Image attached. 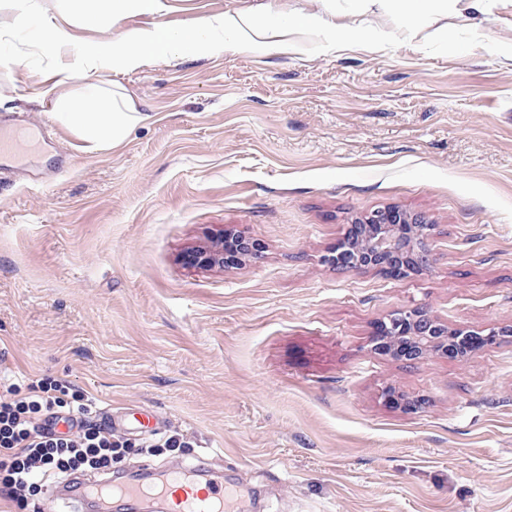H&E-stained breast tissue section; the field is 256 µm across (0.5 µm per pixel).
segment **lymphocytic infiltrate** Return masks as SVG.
Wrapping results in <instances>:
<instances>
[{
	"label": "lymphocytic infiltrate",
	"instance_id": "f902f5d3",
	"mask_svg": "<svg viewBox=\"0 0 512 512\" xmlns=\"http://www.w3.org/2000/svg\"><path fill=\"white\" fill-rule=\"evenodd\" d=\"M128 447L102 423L96 399L66 381L0 385V499L19 512L47 480L111 473Z\"/></svg>",
	"mask_w": 512,
	"mask_h": 512
}]
</instances>
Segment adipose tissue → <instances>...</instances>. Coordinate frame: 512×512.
Listing matches in <instances>:
<instances>
[{"mask_svg":"<svg viewBox=\"0 0 512 512\" xmlns=\"http://www.w3.org/2000/svg\"><path fill=\"white\" fill-rule=\"evenodd\" d=\"M126 8L127 0H97L96 8L86 15V22L91 28L108 36L107 48H78L75 63L57 73L58 84L76 82L80 88L55 98V118L93 145L104 140L120 144L134 126L147 120L148 115L139 111L135 103L123 93L107 91L95 83H82L86 66L98 69L119 66L135 71L146 63L187 52L207 56L222 52L230 46L244 50L251 47L255 34L261 30L285 36L293 24L316 27L323 22L317 14L301 16L295 22L285 20L279 23L265 16L245 18L227 15L221 18H201L178 30L157 26L123 31L119 25ZM216 27L234 32V42L211 38L210 32Z\"/></svg>","mask_w":512,"mask_h":512,"instance_id":"adipose-tissue-1","label":"adipose tissue"}]
</instances>
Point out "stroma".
I'll return each mask as SVG.
<instances>
[{"label": "stroma", "instance_id": "stroma-1", "mask_svg": "<svg viewBox=\"0 0 512 512\" xmlns=\"http://www.w3.org/2000/svg\"><path fill=\"white\" fill-rule=\"evenodd\" d=\"M81 0H0V115L23 126L0 174V377L52 375L121 417L114 465L196 457L236 512H512V336L407 363L374 325L424 308L512 327V0L405 25L389 0H161L122 28L317 13L270 48L88 72L148 121L93 148L42 93L79 43ZM348 32L331 43V29ZM54 124L52 142L37 135ZM395 206L433 224V263L393 279L324 262L348 224ZM259 259L189 261L225 231ZM423 399L406 413L386 392ZM189 440L171 451L172 432ZM40 38L45 45H54L58 48L71 44L70 35L67 30L50 20H46L42 24Z\"/></svg>", "mask_w": 512, "mask_h": 512}]
</instances>
